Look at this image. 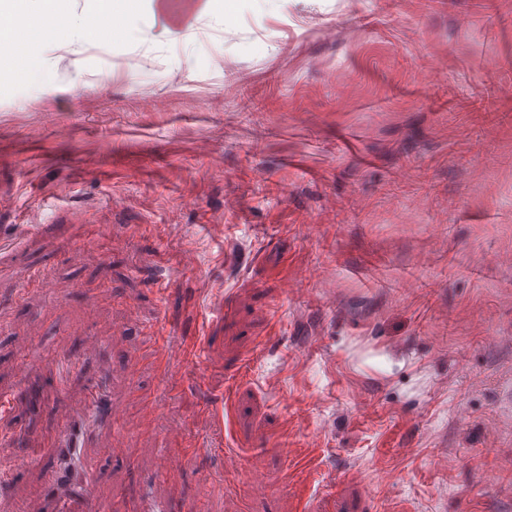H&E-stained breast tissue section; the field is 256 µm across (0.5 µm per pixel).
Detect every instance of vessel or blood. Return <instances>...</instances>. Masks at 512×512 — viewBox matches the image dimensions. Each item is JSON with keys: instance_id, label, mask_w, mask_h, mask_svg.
<instances>
[{"instance_id": "b4317fda", "label": "vessel or blood", "mask_w": 512, "mask_h": 512, "mask_svg": "<svg viewBox=\"0 0 512 512\" xmlns=\"http://www.w3.org/2000/svg\"><path fill=\"white\" fill-rule=\"evenodd\" d=\"M161 11L176 25L182 24L192 9L191 0H158ZM107 373H99L85 389L81 404L64 417L57 438L63 451L61 463L47 467L44 479L55 493L54 512H106L91 494L96 462L83 454L99 434L116 422L109 397Z\"/></svg>"}]
</instances>
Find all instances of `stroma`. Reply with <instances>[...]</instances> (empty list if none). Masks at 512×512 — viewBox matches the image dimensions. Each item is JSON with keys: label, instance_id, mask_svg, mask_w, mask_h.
Instances as JSON below:
<instances>
[{"label": "stroma", "instance_id": "1", "mask_svg": "<svg viewBox=\"0 0 512 512\" xmlns=\"http://www.w3.org/2000/svg\"><path fill=\"white\" fill-rule=\"evenodd\" d=\"M152 7L0 0V512L44 493L91 335L129 419L100 436L112 512H512V474L482 477L512 454V0H211L130 31Z\"/></svg>", "mask_w": 512, "mask_h": 512}]
</instances>
